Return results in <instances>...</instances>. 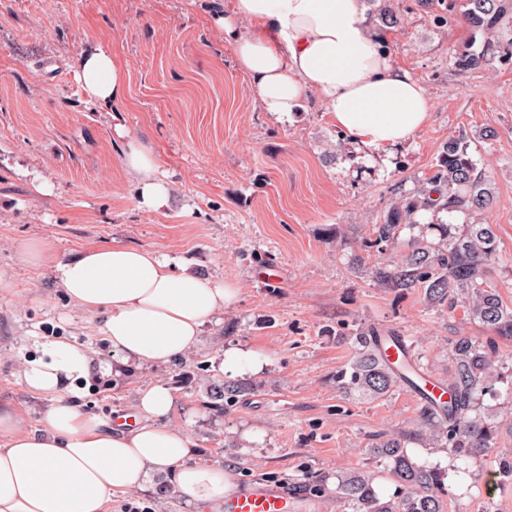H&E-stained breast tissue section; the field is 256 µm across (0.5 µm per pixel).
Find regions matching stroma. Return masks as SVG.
Returning <instances> with one entry per match:
<instances>
[{
    "instance_id": "obj_1",
    "label": "stroma",
    "mask_w": 512,
    "mask_h": 512,
    "mask_svg": "<svg viewBox=\"0 0 512 512\" xmlns=\"http://www.w3.org/2000/svg\"><path fill=\"white\" fill-rule=\"evenodd\" d=\"M211 3L0 0V276L11 283L0 291V401L27 427L48 406L17 382L20 347L73 338L95 361L112 359L96 319L55 280L54 263L114 242L148 249L231 284L236 300L204 327L195 352L117 381L95 376L79 405L112 423L136 417L142 388L162 386L174 397L169 424L203 462L234 466L250 488H291L372 467L369 439L416 416L409 389L370 400L337 388L358 333L405 337L440 379L452 371L454 336L490 335L462 310L428 305L421 289L378 287L375 266L396 254L363 249L394 203L424 186L449 135L464 138L493 188L490 278L512 301V54L456 69L452 58L472 36L459 11L437 23L418 0H368L373 30L431 104L411 140L374 151L338 131L314 94L283 120L263 112ZM386 5L397 27L383 25ZM96 43L129 70L128 94L109 110L87 103L75 78L76 58ZM120 126L153 148L170 188L160 211L138 205ZM34 241L46 245L38 265L24 258ZM230 346L259 354L264 369L248 377L253 392L228 407L215 396L225 381L216 360ZM411 454L447 470L450 512H512V481L496 475L512 458V432L478 463L438 448ZM130 504L187 512L175 486L157 479L115 492L109 512Z\"/></svg>"
}]
</instances>
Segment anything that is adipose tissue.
<instances>
[{"instance_id":"obj_1","label":"adipose tissue","mask_w":512,"mask_h":512,"mask_svg":"<svg viewBox=\"0 0 512 512\" xmlns=\"http://www.w3.org/2000/svg\"><path fill=\"white\" fill-rule=\"evenodd\" d=\"M364 0H230L217 19L264 111H295L305 93L346 136L375 150L408 141L427 124L430 104L421 83L398 65L366 24ZM87 102L124 100L125 66L98 46L77 61ZM141 208L169 199L151 147L128 138L123 154ZM60 286L84 312L102 315L112 344L114 377L168 363L195 351L207 323L236 291L224 282L175 271L153 252L115 244L58 262ZM96 372L89 349L67 339L23 356L17 382L49 398L38 428L24 429L13 407L0 403V512H107L115 491L141 490L152 479L174 482L194 512H221L242 491L233 468L198 462V448L167 425L174 400L167 389L139 394L140 422L112 427L81 411L73 397Z\"/></svg>"}]
</instances>
